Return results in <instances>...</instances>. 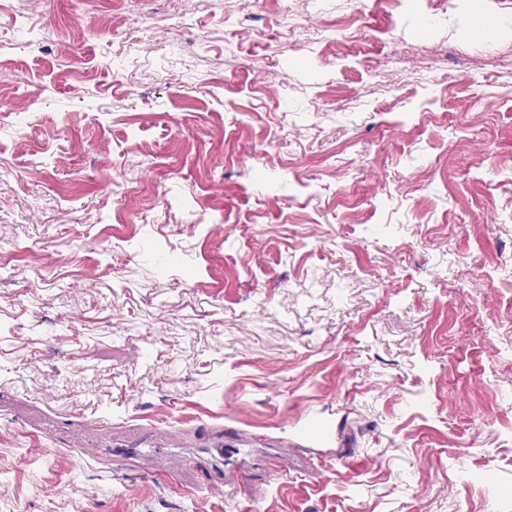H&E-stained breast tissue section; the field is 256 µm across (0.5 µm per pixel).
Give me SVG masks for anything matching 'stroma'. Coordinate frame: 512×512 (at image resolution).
Here are the masks:
<instances>
[{
	"mask_svg": "<svg viewBox=\"0 0 512 512\" xmlns=\"http://www.w3.org/2000/svg\"><path fill=\"white\" fill-rule=\"evenodd\" d=\"M0 512H512V0H7Z\"/></svg>",
	"mask_w": 512,
	"mask_h": 512,
	"instance_id": "stroma-1",
	"label": "stroma"
}]
</instances>
